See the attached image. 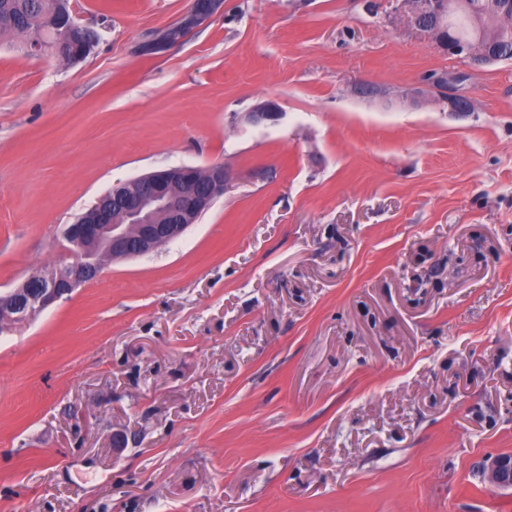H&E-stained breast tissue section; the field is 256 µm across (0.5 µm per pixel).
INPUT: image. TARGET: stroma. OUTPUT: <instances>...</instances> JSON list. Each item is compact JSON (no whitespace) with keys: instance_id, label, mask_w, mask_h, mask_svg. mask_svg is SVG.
Returning a JSON list of instances; mask_svg holds the SVG:
<instances>
[{"instance_id":"35a3bbf8","label":"stroma","mask_w":512,"mask_h":512,"mask_svg":"<svg viewBox=\"0 0 512 512\" xmlns=\"http://www.w3.org/2000/svg\"><path fill=\"white\" fill-rule=\"evenodd\" d=\"M192 3L70 0L75 63L0 39V290L114 183L228 172L0 335V512H512L482 469L512 455V61L403 0H223L142 55ZM506 27V40L496 44L492 47V50L497 51L499 54H504L505 57H501L497 53H491L490 51L482 50L479 47V43H460L448 40V45H444L446 52L450 55H463L469 58L477 67H484L498 63L500 61L512 60V15L510 19L505 21ZM510 53L509 55H505ZM424 82L434 91L438 100L447 103L452 112H467L471 109L469 100L455 91L444 74L432 75Z\"/></svg>"}]
</instances>
